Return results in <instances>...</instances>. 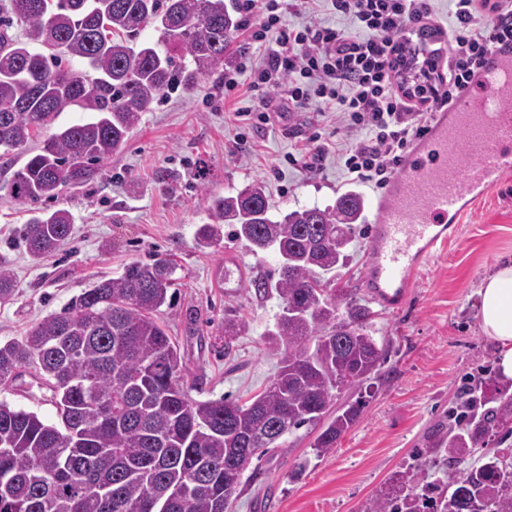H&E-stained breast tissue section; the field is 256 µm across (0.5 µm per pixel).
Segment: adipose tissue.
<instances>
[{"label": "adipose tissue", "mask_w": 512, "mask_h": 512, "mask_svg": "<svg viewBox=\"0 0 512 512\" xmlns=\"http://www.w3.org/2000/svg\"><path fill=\"white\" fill-rule=\"evenodd\" d=\"M477 317L485 336L498 346L501 377L512 379V261L500 264L480 283Z\"/></svg>", "instance_id": "1"}]
</instances>
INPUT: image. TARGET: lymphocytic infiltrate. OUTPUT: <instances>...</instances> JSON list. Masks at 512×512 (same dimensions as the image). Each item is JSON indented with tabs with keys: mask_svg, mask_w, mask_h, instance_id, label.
Returning <instances> with one entry per match:
<instances>
[{
	"mask_svg": "<svg viewBox=\"0 0 512 512\" xmlns=\"http://www.w3.org/2000/svg\"><path fill=\"white\" fill-rule=\"evenodd\" d=\"M320 2L242 0L258 22L251 38L264 59L225 67L224 89L246 87L259 124L312 103L335 113L337 127L347 131L336 141V157L350 181L385 188L434 110L453 101L494 43L512 42V0H453L450 62L442 70L417 39L434 19L433 0H331L349 20L343 27L318 20ZM286 11L299 23L283 27ZM409 70L417 80L407 89L397 78Z\"/></svg>",
	"mask_w": 512,
	"mask_h": 512,
	"instance_id": "f902f5d3",
	"label": "lymphocytic infiltrate"
}]
</instances>
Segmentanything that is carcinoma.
Listing matches in <instances>:
<instances>
[{
	"mask_svg": "<svg viewBox=\"0 0 512 512\" xmlns=\"http://www.w3.org/2000/svg\"><path fill=\"white\" fill-rule=\"evenodd\" d=\"M0 16V156L30 141L39 151L6 188L16 203L50 200L92 182L121 151L141 113L169 90H192L224 67L242 17L227 0H9ZM149 25L160 31L140 39ZM79 65H74V62ZM91 119L51 130L71 108ZM198 238L234 227L251 251L273 252L277 279L253 281L276 293L281 311L265 333L277 359L270 384L251 401L192 399L181 382L177 346L159 318L175 267L131 262L96 282L63 311L0 344V386L29 369L50 392L59 422L0 401V512H228L253 459L290 433L321 426L311 448L325 456L359 418L366 401L333 409L345 390L380 376L387 352L368 331L370 307L321 275L350 258L365 199L356 191L332 205L302 206L275 219L261 181L206 197ZM65 209L33 217L23 243L34 258L71 233ZM14 281L0 256V301ZM224 325V353L244 332ZM454 425L424 449L448 459L435 482L425 471L400 472L364 512H512V457L490 437L512 433V393L494 377L468 385L448 410Z\"/></svg>",
	"mask_w": 512,
	"mask_h": 512,
	"instance_id": "cac0c4a2",
	"label": "carcinoma"
}]
</instances>
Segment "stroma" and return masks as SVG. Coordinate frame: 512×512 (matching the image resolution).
Listing matches in <instances>:
<instances>
[{"label":"stroma","mask_w":512,"mask_h":512,"mask_svg":"<svg viewBox=\"0 0 512 512\" xmlns=\"http://www.w3.org/2000/svg\"><path fill=\"white\" fill-rule=\"evenodd\" d=\"M222 77L219 71L202 76L194 90L154 101L102 177L81 188H62L57 198L20 205L3 189L39 141L29 142L12 162H0V255L7 256L16 280L12 300L0 303L1 344L21 338L124 265L169 259L177 266L176 283L160 317L180 351L190 397L246 401L270 383L276 360L266 353L264 335L280 306L276 298L256 296L251 282L260 275L275 278L277 261L253 254L227 225L215 244L201 245L196 230L207 220L206 195L258 179L266 185L272 216L279 218L301 206L333 204L353 188L368 200L376 191L349 181L336 160V125L323 123L316 110L240 128L234 112L245 101L225 96ZM320 123L329 148L317 170L287 164L286 155L303 146L297 131ZM163 173L173 174V184L160 181ZM60 208L73 215L71 235L54 254L33 261L21 244L25 224L36 211ZM370 246L365 223L337 285L370 304L369 330L389 350L381 380L332 453L315 456L316 428L285 435L280 448L258 461L257 473L243 474V491L230 512H362L395 472L420 465L417 449L447 430L448 409L462 385L496 374L498 347L479 326L477 291L498 263L512 260V178L463 216L457 237L424 263L400 309L370 299ZM229 255L239 258L245 273L242 284L230 290L221 279ZM228 316L248 323L229 351ZM47 396L28 371L0 388V400L52 422L56 415ZM299 466L302 477L291 479Z\"/></svg>","instance_id":"obj_1"}]
</instances>
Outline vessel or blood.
<instances>
[{"instance_id": "1", "label": "vessel or blood", "mask_w": 512, "mask_h": 512, "mask_svg": "<svg viewBox=\"0 0 512 512\" xmlns=\"http://www.w3.org/2000/svg\"><path fill=\"white\" fill-rule=\"evenodd\" d=\"M511 84L512 43L503 42L455 101L435 112L375 199L366 283L382 306H401L419 263L454 239L461 217L512 176Z\"/></svg>"}]
</instances>
